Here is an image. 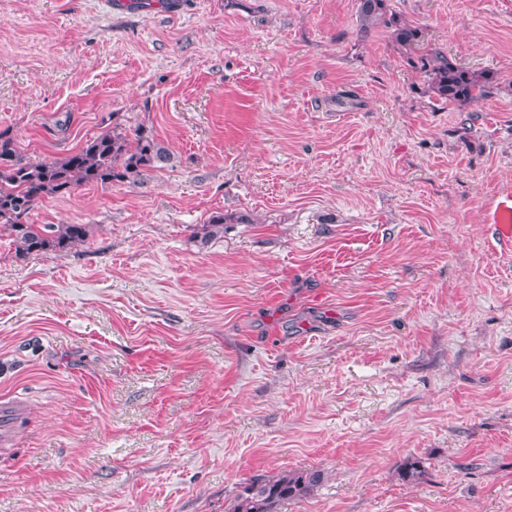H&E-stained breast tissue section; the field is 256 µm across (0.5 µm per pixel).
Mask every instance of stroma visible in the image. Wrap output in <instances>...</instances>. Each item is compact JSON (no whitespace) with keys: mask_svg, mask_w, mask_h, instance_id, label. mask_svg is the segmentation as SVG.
Wrapping results in <instances>:
<instances>
[{"mask_svg":"<svg viewBox=\"0 0 512 512\" xmlns=\"http://www.w3.org/2000/svg\"><path fill=\"white\" fill-rule=\"evenodd\" d=\"M358 4L0 0L24 158L116 123L175 156L38 202L89 225L67 251L0 232V512H229L294 469L279 512H512V0H390L496 73L464 105ZM20 419V406L14 401H0V446L12 442ZM323 479L318 471L294 470L253 480L246 484L230 512H277L290 500L306 497Z\"/></svg>","mask_w":512,"mask_h":512,"instance_id":"stroma-1","label":"stroma"}]
</instances>
